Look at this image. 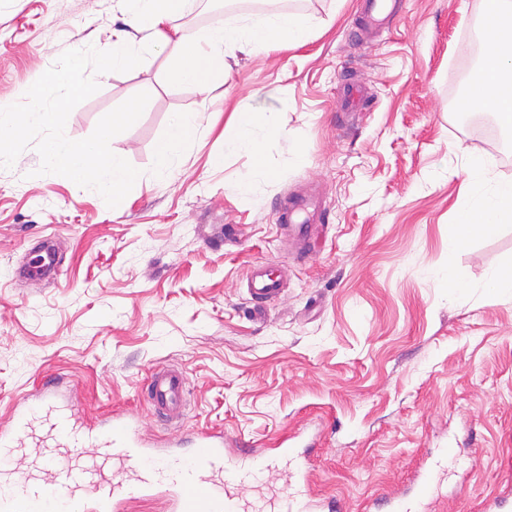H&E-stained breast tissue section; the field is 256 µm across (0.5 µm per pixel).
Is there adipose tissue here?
<instances>
[{"label": "adipose tissue", "instance_id": "ef3b65f1", "mask_svg": "<svg viewBox=\"0 0 512 512\" xmlns=\"http://www.w3.org/2000/svg\"><path fill=\"white\" fill-rule=\"evenodd\" d=\"M126 17L129 32L119 33L113 44L112 60L127 66L137 65L144 55L169 54V75L176 81H193L207 93L223 87V61L237 54L256 55L277 46L304 43L316 26L307 15L280 9L262 10L242 15L223 33H212L198 40L168 33L164 25L174 16L185 13L191 0H116ZM139 32L140 41L130 39ZM486 51L483 65L477 70L481 90L470 107L496 114L512 124V55L503 45H512V0H496L495 9L484 21ZM172 134L160 149L154 173L156 180H166L180 163L190 135L200 127L198 113L176 112L170 120ZM277 130L274 114H243L238 132L225 139L228 153L259 152ZM470 217L461 231L466 235L491 231L495 225L512 221V182L493 180L479 166L467 177Z\"/></svg>", "mask_w": 512, "mask_h": 512}]
</instances>
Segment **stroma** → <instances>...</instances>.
Instances as JSON below:
<instances>
[{"mask_svg": "<svg viewBox=\"0 0 512 512\" xmlns=\"http://www.w3.org/2000/svg\"><path fill=\"white\" fill-rule=\"evenodd\" d=\"M196 0L171 28L186 39L236 12ZM318 25L300 47L239 58L219 95L168 76L166 55L98 75L75 107L73 139L136 93L150 100L111 150L140 172L114 208L27 147L0 167V419L46 380L65 378L83 416L139 415L146 436L170 432L142 403L158 366L188 379L184 430L214 428L253 448L318 432L310 490L365 512L369 500L436 462L429 512H512V294L484 289L512 265V222L449 246L465 217L471 161L512 181V133L485 136L454 112L473 29L490 0H408L405 14L350 40L357 0H289ZM125 22L115 0H0V107L62 52L112 47ZM370 111L337 114L346 73ZM174 112L201 125L170 178L153 172ZM271 113L261 154H228L235 115ZM269 176L249 194L237 184ZM295 196L321 200L320 236L303 250L278 233ZM48 277L19 272L41 236ZM279 265L283 296L265 319L243 287L258 262ZM456 269L467 288L449 291ZM455 447L459 457L443 458Z\"/></svg>", "mask_w": 512, "mask_h": 512, "instance_id": "obj_1", "label": "stroma"}]
</instances>
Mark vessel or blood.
<instances>
[{
    "mask_svg": "<svg viewBox=\"0 0 512 512\" xmlns=\"http://www.w3.org/2000/svg\"><path fill=\"white\" fill-rule=\"evenodd\" d=\"M404 10V0H364L354 33L362 35L384 12ZM340 108L368 111L360 82L344 83ZM304 208L292 199L278 217L281 235L308 239L310 225L293 221ZM246 288L261 309L280 299L284 282L268 265L257 264L247 274ZM187 385L179 369L155 370L144 399L173 421L185 410ZM275 466L255 449L225 448L223 433L215 430L178 431L158 446L131 412L87 424L53 379L0 423V512H122L128 501L146 497L163 499L168 512H335V500L312 496L304 474L274 499L258 496ZM432 493L428 473H419L412 494L390 493L391 512H419Z\"/></svg>",
    "mask_w": 512,
    "mask_h": 512,
    "instance_id": "1",
    "label": "vessel or blood"
}]
</instances>
